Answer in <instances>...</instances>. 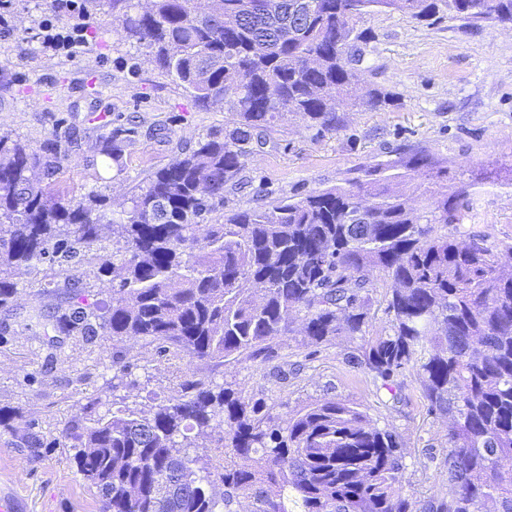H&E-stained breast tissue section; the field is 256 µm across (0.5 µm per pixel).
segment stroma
Instances as JSON below:
<instances>
[{
	"mask_svg": "<svg viewBox=\"0 0 512 512\" xmlns=\"http://www.w3.org/2000/svg\"><path fill=\"white\" fill-rule=\"evenodd\" d=\"M49 5L15 0L13 34L0 38V135L35 149L57 137L70 141L68 160L47 182L52 192L72 200L99 190L120 204L181 149L232 129L230 113L198 108L189 90L126 39L108 10L87 14L91 42L83 54L71 60L41 55L36 34ZM360 26L370 40L358 86L386 89L390 106L345 113L333 131L284 114L263 142L252 143L237 182L224 191L225 209L300 198L421 149L447 166L449 191L466 193L452 232L512 245V24H428L379 11ZM116 128L133 134L115 164L107 152ZM48 272L45 263L21 270L14 310L0 313V408L35 420L46 441L29 448L0 431V493L16 495L23 512H99L94 490L74 464L75 451L61 435L64 422L82 416L83 405L95 397L102 414L116 403L152 412L178 393L190 371L214 386L232 384L244 395L293 407L324 396L349 398L376 425L398 432L412 490L426 495L438 482L445 424L429 415L412 379L393 395L349 366V337L318 349L283 345L277 362L263 366L190 364L126 337L92 343L71 338L57 349L23 327L33 309L64 296L60 287L43 290ZM116 354L124 373L112 366ZM294 363L302 366L295 376L288 372Z\"/></svg>",
	"mask_w": 512,
	"mask_h": 512,
	"instance_id": "stroma-1",
	"label": "stroma"
}]
</instances>
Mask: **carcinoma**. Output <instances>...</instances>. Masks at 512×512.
I'll return each instance as SVG.
<instances>
[{"mask_svg": "<svg viewBox=\"0 0 512 512\" xmlns=\"http://www.w3.org/2000/svg\"><path fill=\"white\" fill-rule=\"evenodd\" d=\"M254 2L210 0L215 23L194 0H152L135 14L133 0H108L158 69L198 106H224L234 127L152 172L118 212L98 191L67 202L45 191L68 159L59 141L32 150L0 136V312L13 311L15 271L47 262L73 296L34 309L27 325L59 348L70 336L137 337L200 362L262 365L286 336L316 347L358 339L345 357L352 367L390 392L410 372L429 414L448 422L443 483L423 497L408 489L400 436L354 401L314 399L281 425L265 400L194 375L151 414L67 421L78 472L99 512H238L244 502L246 512H512V245L448 232L463 194L448 193L439 161L417 151L389 175L366 170L367 182L231 210L197 237L224 206L245 144L283 113L333 131L339 113L390 102L379 87L362 102L351 95L367 37L349 14L512 23V0H276L273 11ZM423 169L430 186L412 207L399 185ZM105 229L117 235L112 255L85 262L112 277V300L84 304L71 262ZM377 273L390 320L372 336ZM16 420L0 409L1 428L40 447L32 424ZM214 421L224 423L214 444L224 461L202 471L188 434Z\"/></svg>", "mask_w": 512, "mask_h": 512, "instance_id": "obj_1", "label": "carcinoma"}]
</instances>
